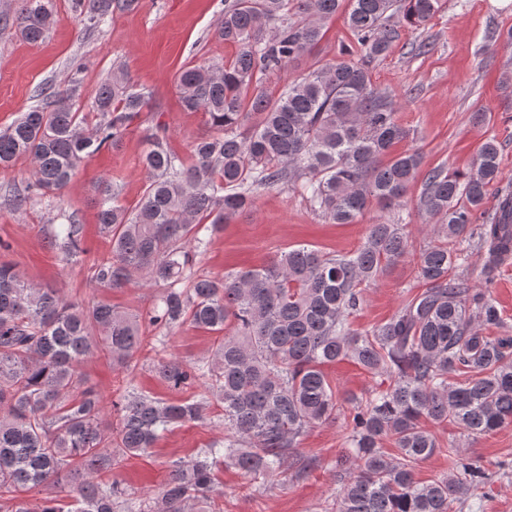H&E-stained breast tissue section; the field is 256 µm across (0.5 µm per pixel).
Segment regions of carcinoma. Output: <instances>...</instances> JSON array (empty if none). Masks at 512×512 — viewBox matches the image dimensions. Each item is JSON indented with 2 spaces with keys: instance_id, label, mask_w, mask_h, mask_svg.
<instances>
[{
  "instance_id": "1",
  "label": "carcinoma",
  "mask_w": 512,
  "mask_h": 512,
  "mask_svg": "<svg viewBox=\"0 0 512 512\" xmlns=\"http://www.w3.org/2000/svg\"><path fill=\"white\" fill-rule=\"evenodd\" d=\"M71 3L97 27L135 0ZM344 7L353 57L316 65L276 98L253 84L310 56L326 21ZM441 7V0H224L217 35L238 47L236 55L177 76L182 109L204 112L212 133L192 142L187 159L165 125L147 131V182L132 209L119 204L111 181L100 182L97 218L110 256L90 255L73 214L61 211L44 228L59 261L80 267L90 287L154 288L151 305L129 312L105 299L68 300L0 263V512H115L123 462L211 411L224 438L172 461L152 505L123 499L126 512H224L216 471L234 468L262 486L283 464H299L310 428L340 416L348 448L323 512H484L476 491L512 476L511 458L489 467L460 442L512 425V330L490 294L512 261V187L500 186L497 142H485L467 171L426 174L418 208L435 224L417 257L421 289L381 324L359 331L350 318L361 310L364 287L408 253L404 224L375 220L350 253L300 245L259 268L222 275L193 264L209 237L254 206L260 188H298L333 224H352L374 205L401 206L421 156L406 149L385 159L407 132L396 122L397 102L372 86L370 70L398 38L394 18L417 29ZM56 14V0H20L0 23L36 43ZM64 84L42 88L41 103L0 129V169L20 159L31 165L25 185L6 198L14 211L52 203L86 161L119 147L151 108L150 93L122 70L99 85L87 112L75 108L79 82ZM493 186L497 204L488 214ZM471 238L479 288L458 264L456 245ZM185 324L215 335L207 359L168 353L166 332ZM485 327L501 333L486 336ZM146 340L155 373L184 397L164 401L133 383ZM97 354L127 372L111 427L101 393L82 372ZM343 360L380 382L340 397L323 367ZM450 424L459 437L444 445L433 428ZM445 446L448 475L416 480V467ZM24 489L41 494L36 506L20 496Z\"/></svg>"
}]
</instances>
